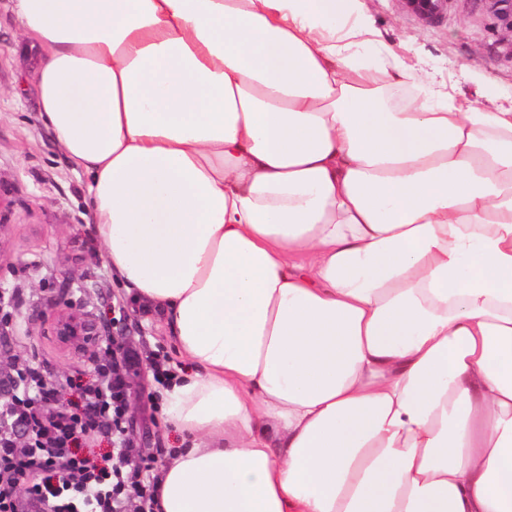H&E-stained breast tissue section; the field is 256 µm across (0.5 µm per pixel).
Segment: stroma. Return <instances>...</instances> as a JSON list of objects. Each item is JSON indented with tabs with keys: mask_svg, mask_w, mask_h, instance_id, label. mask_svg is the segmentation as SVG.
<instances>
[{
	"mask_svg": "<svg viewBox=\"0 0 512 512\" xmlns=\"http://www.w3.org/2000/svg\"><path fill=\"white\" fill-rule=\"evenodd\" d=\"M378 40L410 69L429 71L461 101L493 108L512 105V41L505 20L484 0H448L425 22L400 0H359ZM40 53L19 32L8 0H0V306H13L10 346L31 364L89 379L88 353L63 346L49 315L61 299L98 324L121 317L135 289L111 271L105 250L87 225L90 180L72 165L39 117L36 75ZM127 341L140 354L143 380L131 398L130 435L163 464L181 436L158 408L152 354L179 358L159 310L147 308Z\"/></svg>",
	"mask_w": 512,
	"mask_h": 512,
	"instance_id": "stroma-1",
	"label": "stroma"
}]
</instances>
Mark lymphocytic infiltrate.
<instances>
[{"label":"lymphocytic infiltrate","instance_id":"obj_1","mask_svg":"<svg viewBox=\"0 0 512 512\" xmlns=\"http://www.w3.org/2000/svg\"><path fill=\"white\" fill-rule=\"evenodd\" d=\"M139 361L128 344L94 358L68 408L47 369L17 357L0 371V512H154L158 477L128 426ZM90 440L109 452L86 450Z\"/></svg>","mask_w":512,"mask_h":512}]
</instances>
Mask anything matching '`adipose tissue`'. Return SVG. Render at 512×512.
Masks as SVG:
<instances>
[{"label": "adipose tissue", "instance_id": "obj_1", "mask_svg": "<svg viewBox=\"0 0 512 512\" xmlns=\"http://www.w3.org/2000/svg\"><path fill=\"white\" fill-rule=\"evenodd\" d=\"M179 356L155 512H512V108L358 0H11Z\"/></svg>", "mask_w": 512, "mask_h": 512}]
</instances>
